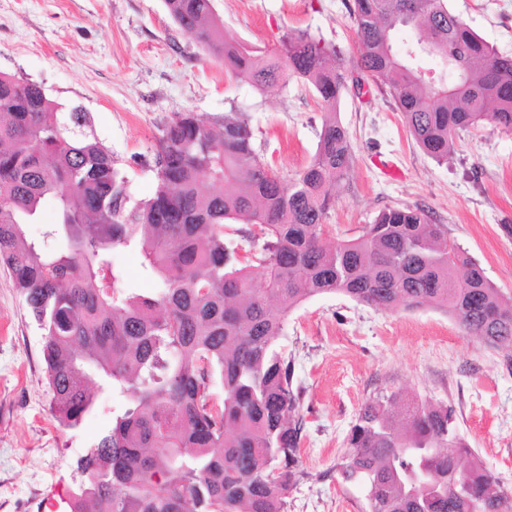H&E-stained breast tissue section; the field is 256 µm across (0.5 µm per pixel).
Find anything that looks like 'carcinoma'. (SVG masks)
<instances>
[{
	"label": "carcinoma",
	"mask_w": 512,
	"mask_h": 512,
	"mask_svg": "<svg viewBox=\"0 0 512 512\" xmlns=\"http://www.w3.org/2000/svg\"><path fill=\"white\" fill-rule=\"evenodd\" d=\"M164 4L232 76L263 92L290 76L313 87L326 112L310 163L287 181L257 152L245 113L215 127L174 112L156 141L154 191L136 199L91 113L0 75V262L40 333L58 421L77 425L103 391L125 399L77 460L72 512H287L304 422L292 362L274 341L304 300L432 306L512 363V299L428 208L387 207L358 237L326 243L353 165L341 93L350 83L389 89L417 145L443 164L463 131L512 130V57L448 0H345L358 40L350 68L307 31L255 50L226 38L213 0ZM412 30L418 40L398 39ZM426 56L441 64L433 82ZM47 200L56 222L37 243L26 225ZM226 224L258 229L244 235L256 264H242ZM117 248L134 251L158 288H129ZM336 472L365 484L367 512H512V491L443 403L396 393L366 402Z\"/></svg>",
	"instance_id": "carcinoma-1"
}]
</instances>
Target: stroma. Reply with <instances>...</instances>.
Instances as JSON below:
<instances>
[{"instance_id": "35a3bbf8", "label": "stroma", "mask_w": 512, "mask_h": 512, "mask_svg": "<svg viewBox=\"0 0 512 512\" xmlns=\"http://www.w3.org/2000/svg\"><path fill=\"white\" fill-rule=\"evenodd\" d=\"M499 52L512 55V0H449ZM229 39L275 49L305 30L357 56L345 0H214ZM0 72L40 85L53 100L91 112L99 139L144 198L159 127L186 110L222 120L246 113L255 146L286 180L309 163L323 105L296 78L262 93L179 28L163 0H0ZM353 169L336 190L328 241L357 237L388 206L421 204L512 298V131L492 124L461 133L447 163L415 143L389 93L342 92ZM275 345L291 358L301 390L303 475L287 512H365L366 491L336 473L364 402L378 395L451 406L475 454L512 490V365L500 350L463 335L433 307L382 310L337 294L293 310ZM40 335L0 265V512H53L58 488L74 485L75 463L112 425L119 401L100 394L74 427L57 422Z\"/></svg>"}]
</instances>
